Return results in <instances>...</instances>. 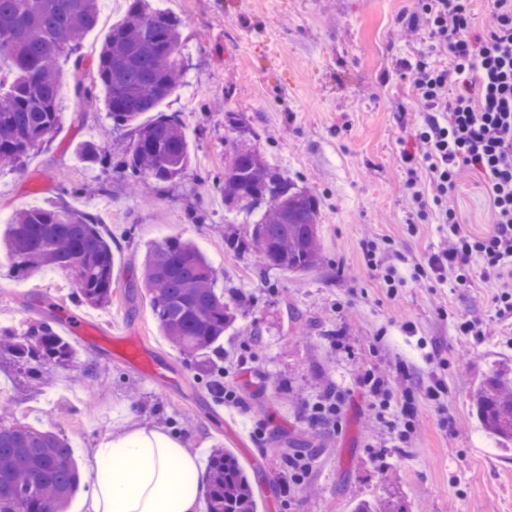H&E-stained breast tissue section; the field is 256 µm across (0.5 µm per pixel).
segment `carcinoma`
<instances>
[{
	"instance_id": "obj_1",
	"label": "carcinoma",
	"mask_w": 512,
	"mask_h": 512,
	"mask_svg": "<svg viewBox=\"0 0 512 512\" xmlns=\"http://www.w3.org/2000/svg\"><path fill=\"white\" fill-rule=\"evenodd\" d=\"M99 0H0V56L10 63L8 87L0 93V163L16 168L56 130L60 121L58 61L78 49L98 23ZM181 20L159 13L149 0H128L124 18L112 25L96 70L77 82L86 100L106 92L112 127L134 129L122 169L133 179L164 190L179 182L192 161L184 120L159 107L182 86L185 72ZM147 112L156 117L139 122ZM86 163L101 148L82 143ZM216 178L229 213L258 215L251 242L224 240L234 252L253 247L262 269L299 275L322 265L320 200L269 163L244 141L225 150ZM13 272L57 268L74 278L80 305L99 307L112 296V233L91 215L67 206L26 208L13 217L4 239ZM143 279L158 326L207 387L224 390L220 341L235 328L236 315L217 271L190 239L171 237L145 248ZM0 352L33 379L53 364L75 363V352L47 321L19 329L0 327ZM482 428L512 446V370L488 374L474 392ZM81 486L71 443L63 434L0 417V512H66ZM207 512H253L250 479L230 453L217 451L208 467Z\"/></svg>"
}]
</instances>
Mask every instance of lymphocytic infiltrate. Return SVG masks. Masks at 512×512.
<instances>
[{
    "instance_id": "obj_1",
    "label": "lymphocytic infiltrate",
    "mask_w": 512,
    "mask_h": 512,
    "mask_svg": "<svg viewBox=\"0 0 512 512\" xmlns=\"http://www.w3.org/2000/svg\"><path fill=\"white\" fill-rule=\"evenodd\" d=\"M431 39L427 51L403 60L427 115L415 134V159L429 179L428 192H411L418 213L444 226L433 271L448 270L455 286L474 275L494 282L499 317L512 318V0H493L491 22L472 30L471 0H420ZM447 54L441 66L436 54ZM481 176L492 204L494 230L466 232L452 197L461 169ZM362 385L375 396V416L401 439L415 428L391 404L387 382L364 373Z\"/></svg>"
}]
</instances>
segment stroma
<instances>
[{
    "instance_id": "1",
    "label": "stroma",
    "mask_w": 512,
    "mask_h": 512,
    "mask_svg": "<svg viewBox=\"0 0 512 512\" xmlns=\"http://www.w3.org/2000/svg\"><path fill=\"white\" fill-rule=\"evenodd\" d=\"M183 21L188 56L184 87L162 109L187 124L192 166L165 194L135 193L113 165L89 166L74 153L93 140L120 157L132 133L114 129L104 96L77 97L101 44L127 9L103 0L98 25L76 55L61 59L60 124L50 142L19 169H0V238L14 214L51 202L97 215L107 229L135 228L112 240V301L77 305L68 272L13 273L0 251V326L44 317L95 365H54L36 386L10 363L0 364V407L13 418L65 434L84 480L67 512L90 493L98 465L91 450L128 416L163 427L200 449L233 453L248 474L257 512H351L359 499L402 504L404 512H512V452L486 445L476 427L473 394L491 366L512 369V321L497 315L493 282L469 286L425 280L391 288L382 272L410 273L437 252L433 220L412 223L413 205L399 186L406 153L425 118L401 67L429 44L395 27L415 0H164ZM243 140L321 201L323 263L303 277L260 273L255 251L224 246L249 238L209 180L224 168L225 144ZM80 194L62 197L61 185ZM454 203L461 224L478 237L492 232L491 206L480 178L462 172ZM172 236L193 240L212 261L217 285L250 302L224 338V376L233 403L217 398L193 362L162 336L141 280L147 244ZM377 242L379 268L365 256ZM306 323L294 322L292 310ZM486 328L485 339L462 335L458 322ZM261 328L264 344L243 343ZM380 373L416 432L391 439L371 419L357 380ZM328 385L345 397L339 429L313 423L306 404ZM313 460L307 486L283 480L284 453Z\"/></svg>"
}]
</instances>
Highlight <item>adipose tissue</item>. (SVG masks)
Listing matches in <instances>:
<instances>
[{"label": "adipose tissue", "mask_w": 512, "mask_h": 512, "mask_svg": "<svg viewBox=\"0 0 512 512\" xmlns=\"http://www.w3.org/2000/svg\"><path fill=\"white\" fill-rule=\"evenodd\" d=\"M93 454L105 470L83 512H202L198 456L177 437L133 421Z\"/></svg>", "instance_id": "obj_1"}]
</instances>
